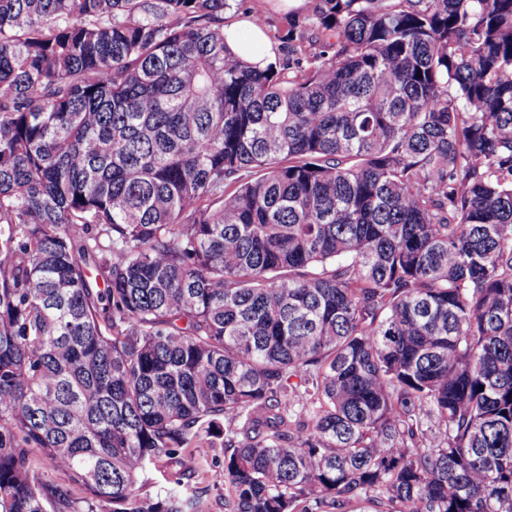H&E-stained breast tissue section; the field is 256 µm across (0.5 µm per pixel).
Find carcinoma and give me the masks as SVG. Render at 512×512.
<instances>
[{
  "label": "carcinoma",
  "mask_w": 512,
  "mask_h": 512,
  "mask_svg": "<svg viewBox=\"0 0 512 512\" xmlns=\"http://www.w3.org/2000/svg\"><path fill=\"white\" fill-rule=\"evenodd\" d=\"M312 2L0 0V512H512V0ZM301 1H303V0H289V1L288 0H283V1H270L269 0L267 3H265L263 5L262 11L264 12V19H266L265 20L266 25L264 27L267 30V32L271 31V33H274L277 31V28H280L279 19H280L282 13L287 11V9L283 8L284 2L288 6V2L299 3ZM301 3H302V5L300 7H298V8L289 7L288 10L299 11L302 14H305V9L308 4V0H305ZM244 29H248L251 33L247 39L240 38V33ZM224 39L233 52L251 58L254 62L259 63L260 67H265L270 62L271 56L268 52L259 57L251 55L250 49L253 40H261L265 43L267 41L264 32L252 22L238 18L228 20L224 23ZM211 460V457H209L207 462L202 463L199 472L190 481L189 486L191 488L194 486L199 488L208 486L205 502L207 512H224V486H213L208 478L209 471L212 468Z\"/></svg>",
  "instance_id": "obj_1"
}]
</instances>
